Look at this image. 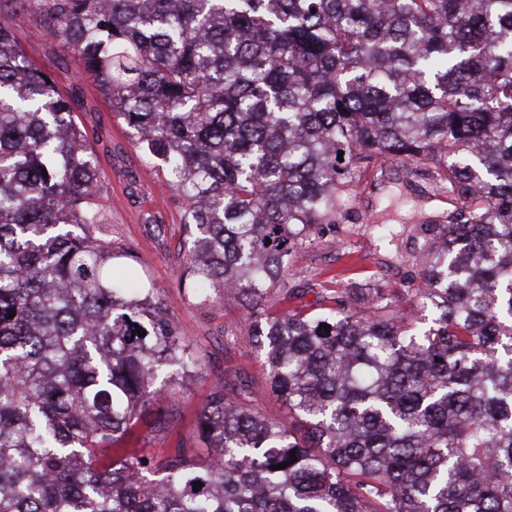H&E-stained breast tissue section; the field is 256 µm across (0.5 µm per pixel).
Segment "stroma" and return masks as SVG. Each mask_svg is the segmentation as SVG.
Masks as SVG:
<instances>
[{
	"label": "stroma",
	"instance_id": "stroma-1",
	"mask_svg": "<svg viewBox=\"0 0 512 512\" xmlns=\"http://www.w3.org/2000/svg\"><path fill=\"white\" fill-rule=\"evenodd\" d=\"M9 11L14 35L26 55L51 75L60 93L80 90L84 107L78 117L89 134L97 156L98 173L106 188L101 204L110 222L112 247L131 253L136 270L155 287L181 336L195 348L200 369L189 379L176 407L158 400L152 412H170L166 433L150 434L142 422L124 446L135 453L162 455L166 449L185 445L199 447L197 414L214 386L224 383L228 392L240 396L249 408L264 416L288 421V406L272 394L265 357L241 318L234 298L223 307H200L190 301L182 287L184 272L185 204L163 186V174L127 136L113 118L94 77L78 75L45 25L35 16L12 10L9 0H0ZM397 184L377 186L372 175L362 177L357 188V224L324 226L313 244L297 250L293 274L284 285L304 288L302 303L314 301L315 290L337 283L341 288H379L398 296L404 310L416 307L408 294L410 267L407 259L424 243L418 223L451 209L447 196L421 192L420 178L396 166ZM387 221L392 233L381 237L376 224Z\"/></svg>",
	"mask_w": 512,
	"mask_h": 512
}]
</instances>
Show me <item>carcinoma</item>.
<instances>
[{"mask_svg":"<svg viewBox=\"0 0 512 512\" xmlns=\"http://www.w3.org/2000/svg\"><path fill=\"white\" fill-rule=\"evenodd\" d=\"M16 6L160 162L187 297L237 298L304 432L220 383L207 461L120 447L200 360L104 238L82 99L0 9V512H512V0ZM392 162L458 201L413 255L428 317L379 288L292 305L296 248Z\"/></svg>","mask_w":512,"mask_h":512,"instance_id":"1","label":"carcinoma"}]
</instances>
